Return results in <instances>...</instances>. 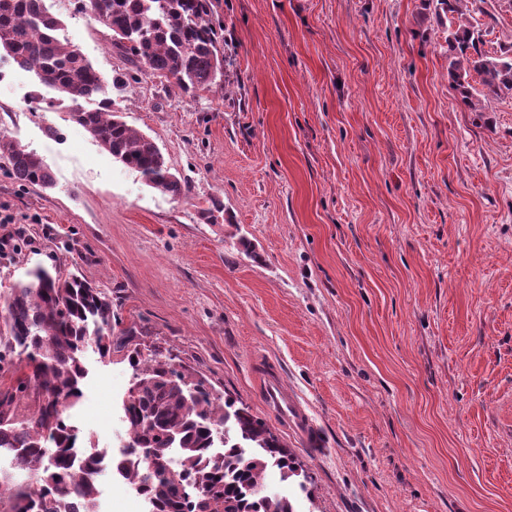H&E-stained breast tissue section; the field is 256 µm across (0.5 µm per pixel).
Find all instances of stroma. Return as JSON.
Returning a JSON list of instances; mask_svg holds the SVG:
<instances>
[{
    "label": "stroma",
    "mask_w": 512,
    "mask_h": 512,
    "mask_svg": "<svg viewBox=\"0 0 512 512\" xmlns=\"http://www.w3.org/2000/svg\"><path fill=\"white\" fill-rule=\"evenodd\" d=\"M105 80L112 34L50 0ZM219 87L138 74L112 108L188 178L146 186L34 72L0 82V133L51 187L0 159V294L40 265L112 299L127 347L174 358L249 406L307 475L295 512H512V96L468 111L433 0H220ZM483 48L512 0H477ZM83 448L127 441L122 353L87 350ZM277 369L321 440L267 405ZM0 157L7 160L11 176L21 186L46 187L53 183L50 169L39 155L2 133Z\"/></svg>",
    "instance_id": "stroma-1"
}]
</instances>
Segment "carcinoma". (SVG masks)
Here are the masks:
<instances>
[{"label":"carcinoma","mask_w":512,"mask_h":512,"mask_svg":"<svg viewBox=\"0 0 512 512\" xmlns=\"http://www.w3.org/2000/svg\"><path fill=\"white\" fill-rule=\"evenodd\" d=\"M465 0H436L448 17V81L472 112L485 111L474 93H512V45L493 54L463 17ZM112 32V46L132 69L166 79L194 95L218 85L223 39L212 23L214 0H78ZM62 20L44 0H0V53L42 76L74 107L70 118L147 186L173 197L190 190L171 173L151 137L112 112L105 82L79 46L61 42ZM83 101H95L86 109ZM0 157L22 186L46 187L53 176L33 151L0 134ZM13 319L0 332V449L21 451L16 466L36 479L0 477V512H98L97 482L74 453L77 434L66 412L86 378L82 351L95 344L112 357V300L81 277L39 266L5 294ZM126 358L137 387L123 406L129 441L113 459L118 476L139 488L151 512H294L286 494L265 491L269 468L283 482L305 477L287 444L245 405L216 396L206 381L167 360L134 349ZM56 452H43L46 441ZM154 448L153 458L138 452ZM176 449L178 467L169 450Z\"/></svg>","instance_id":"1"}]
</instances>
